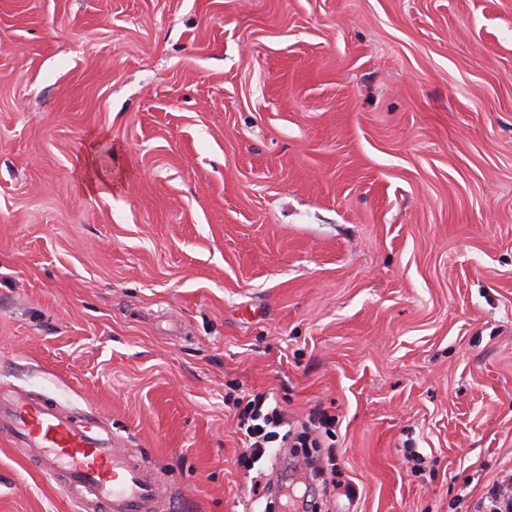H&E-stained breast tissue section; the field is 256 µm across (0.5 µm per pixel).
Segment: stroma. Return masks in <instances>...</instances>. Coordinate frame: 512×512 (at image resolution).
I'll use <instances>...</instances> for the list:
<instances>
[{
    "mask_svg": "<svg viewBox=\"0 0 512 512\" xmlns=\"http://www.w3.org/2000/svg\"><path fill=\"white\" fill-rule=\"evenodd\" d=\"M0 390L94 414L181 512H249L245 392L336 415L308 512H486L512 0H0ZM0 512L83 509L0 437ZM78 171L85 190L100 196H110L112 194V182L102 177L96 171L93 151H90L84 158L81 157L79 159Z\"/></svg>",
    "mask_w": 512,
    "mask_h": 512,
    "instance_id": "obj_1",
    "label": "stroma"
}]
</instances>
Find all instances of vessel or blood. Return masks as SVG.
<instances>
[{"instance_id":"1","label":"vessel or blood","mask_w":512,"mask_h":512,"mask_svg":"<svg viewBox=\"0 0 512 512\" xmlns=\"http://www.w3.org/2000/svg\"><path fill=\"white\" fill-rule=\"evenodd\" d=\"M95 425V419L79 424L53 403L20 394L0 404V435L31 448L40 471L65 492L102 512H159L158 476Z\"/></svg>"}]
</instances>
